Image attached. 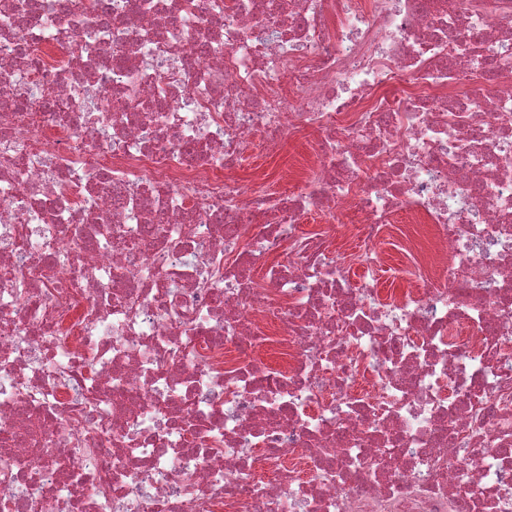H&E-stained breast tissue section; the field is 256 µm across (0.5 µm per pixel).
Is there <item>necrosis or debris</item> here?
Listing matches in <instances>:
<instances>
[{
	"mask_svg": "<svg viewBox=\"0 0 512 512\" xmlns=\"http://www.w3.org/2000/svg\"><path fill=\"white\" fill-rule=\"evenodd\" d=\"M490 62L512 0H0V512H512ZM309 146L307 143L294 136L286 135L281 142L280 147L274 152H266L256 149L250 153L243 163V169L240 172L244 183H250L252 180V169L255 165H263L266 171H276L287 175L298 171L308 160Z\"/></svg>",
	"mask_w": 512,
	"mask_h": 512,
	"instance_id": "1",
	"label": "necrosis or debris"
}]
</instances>
